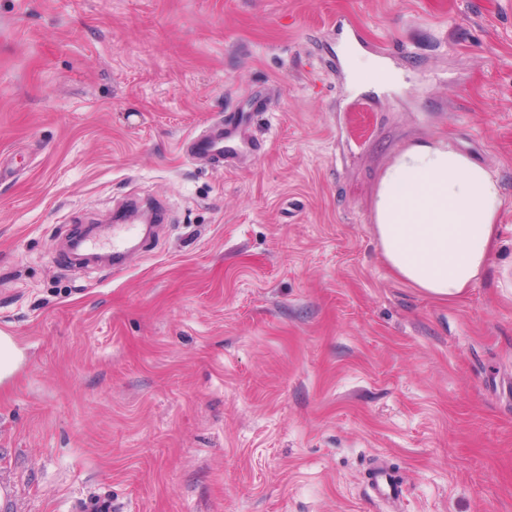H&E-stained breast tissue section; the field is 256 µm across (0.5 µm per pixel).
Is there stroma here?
Segmentation results:
<instances>
[{"label": "stroma", "instance_id": "1", "mask_svg": "<svg viewBox=\"0 0 512 512\" xmlns=\"http://www.w3.org/2000/svg\"><path fill=\"white\" fill-rule=\"evenodd\" d=\"M256 92L254 153H180ZM443 136L505 198L460 302L372 236ZM1 158L0 512H512V0H0ZM127 199L159 235L69 254ZM17 364V348L11 336H0V382L12 375ZM393 475L382 467H377L371 474L369 486L372 490L391 497H397L400 486L393 479Z\"/></svg>", "mask_w": 512, "mask_h": 512}]
</instances>
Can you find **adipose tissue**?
Segmentation results:
<instances>
[{
	"label": "adipose tissue",
	"mask_w": 512,
	"mask_h": 512,
	"mask_svg": "<svg viewBox=\"0 0 512 512\" xmlns=\"http://www.w3.org/2000/svg\"><path fill=\"white\" fill-rule=\"evenodd\" d=\"M504 206L487 166L448 138L418 140L396 152L379 178L372 233L395 278L458 302L486 274Z\"/></svg>",
	"instance_id": "1"
}]
</instances>
